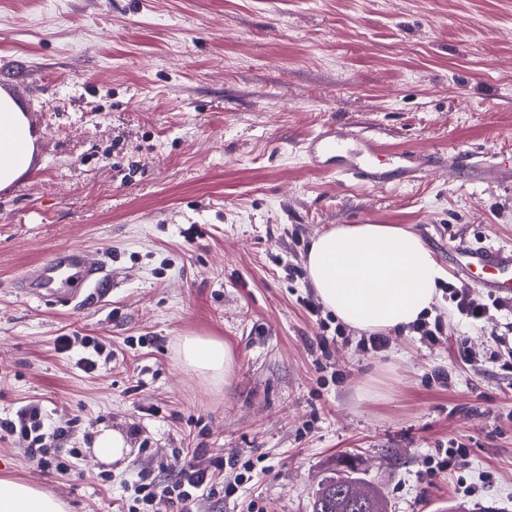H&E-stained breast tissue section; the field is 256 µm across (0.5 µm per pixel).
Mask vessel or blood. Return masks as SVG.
<instances>
[{
	"instance_id": "vessel-or-blood-1",
	"label": "vessel or blood",
	"mask_w": 512,
	"mask_h": 512,
	"mask_svg": "<svg viewBox=\"0 0 512 512\" xmlns=\"http://www.w3.org/2000/svg\"><path fill=\"white\" fill-rule=\"evenodd\" d=\"M306 152L313 158H339L338 176L368 187H389L392 170L377 161L379 144L372 137L346 123L327 127L310 136ZM457 163L465 165L477 179L484 180L499 171L498 157H473L456 152ZM455 274L475 283L487 295L497 297L512 291V249L453 244ZM45 284L60 283L56 296L64 303H77L97 292L106 273L102 265L79 247L57 251L42 269Z\"/></svg>"
}]
</instances>
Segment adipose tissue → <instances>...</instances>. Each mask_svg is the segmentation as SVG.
I'll use <instances>...</instances> for the list:
<instances>
[{
    "instance_id": "obj_1",
    "label": "adipose tissue",
    "mask_w": 512,
    "mask_h": 512,
    "mask_svg": "<svg viewBox=\"0 0 512 512\" xmlns=\"http://www.w3.org/2000/svg\"><path fill=\"white\" fill-rule=\"evenodd\" d=\"M39 135L26 112L0 90V191L31 168ZM305 268L323 305L351 328L389 332L414 324L438 296L443 272L421 238L394 224H339L309 246ZM183 365L220 377L231 365L222 343L184 338ZM0 512H65L55 497L0 479Z\"/></svg>"
}]
</instances>
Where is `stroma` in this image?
<instances>
[{"label": "stroma", "mask_w": 512, "mask_h": 512, "mask_svg": "<svg viewBox=\"0 0 512 512\" xmlns=\"http://www.w3.org/2000/svg\"><path fill=\"white\" fill-rule=\"evenodd\" d=\"M0 89L40 133L32 168L0 191V418L32 402L47 423L90 422L68 441L69 477L16 441L0 443V478L66 512H113L142 471L235 453L263 479L194 512H310L318 481L348 466L390 512H512V372L494 339L512 296L471 322L440 291L443 339L402 330L380 352L351 328L320 348L329 312L303 305L311 240L336 224L409 229L447 286L464 284L451 241L512 248V168L374 188L303 150L346 122L386 160L512 161V0H0ZM73 246L103 262L102 290L76 306L24 298ZM65 335L109 342L111 361L84 373L57 350ZM187 337L224 344L226 378L182 365ZM105 430L128 446L112 463L94 453ZM453 441L466 457L426 476ZM453 158L456 160V164L465 165L473 176L480 180H485L500 170L501 162L498 156L471 157L464 151H458Z\"/></svg>", "instance_id": "obj_1"}]
</instances>
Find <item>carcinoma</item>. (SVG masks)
Masks as SVG:
<instances>
[{
  "mask_svg": "<svg viewBox=\"0 0 512 512\" xmlns=\"http://www.w3.org/2000/svg\"><path fill=\"white\" fill-rule=\"evenodd\" d=\"M311 512H389L385 493L344 470L327 476L313 493Z\"/></svg>",
  "mask_w": 512,
  "mask_h": 512,
  "instance_id": "1",
  "label": "carcinoma"
}]
</instances>
